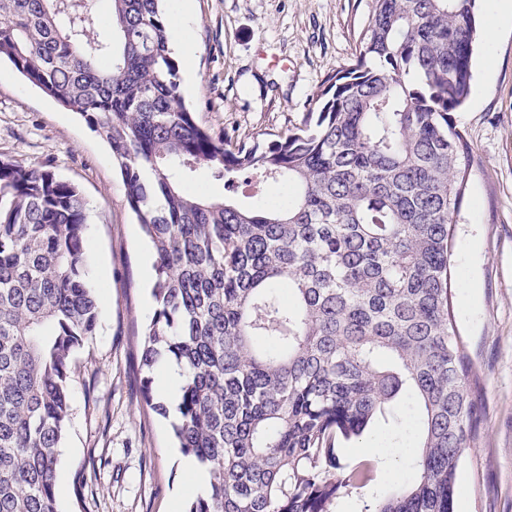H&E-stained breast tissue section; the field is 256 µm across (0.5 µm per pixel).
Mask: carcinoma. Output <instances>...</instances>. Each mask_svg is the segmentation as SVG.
<instances>
[{
	"label": "carcinoma",
	"instance_id": "1",
	"mask_svg": "<svg viewBox=\"0 0 512 512\" xmlns=\"http://www.w3.org/2000/svg\"><path fill=\"white\" fill-rule=\"evenodd\" d=\"M0 0V60L105 140L154 252L141 363L185 373L173 432L209 473L189 512H336L378 461L340 462L417 405L412 477L366 512H454L476 436L448 273L469 152L480 0H373L318 112L265 144L199 125L159 0ZM204 170L293 185L277 205L198 197ZM88 203L49 170L0 160V512H59L55 471L74 353L96 334ZM286 286L293 304L281 301Z\"/></svg>",
	"mask_w": 512,
	"mask_h": 512
}]
</instances>
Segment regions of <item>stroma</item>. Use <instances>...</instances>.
Listing matches in <instances>:
<instances>
[{
	"label": "stroma",
	"instance_id": "obj_1",
	"mask_svg": "<svg viewBox=\"0 0 512 512\" xmlns=\"http://www.w3.org/2000/svg\"><path fill=\"white\" fill-rule=\"evenodd\" d=\"M181 14L170 44L191 36L178 58L185 102L197 122L231 141H269L300 123L327 77L352 60L372 0H166ZM472 91L455 112L469 148V176L450 265L457 331L478 380L477 438L463 454L455 512H512V0H483ZM0 159L54 172L90 208L88 247L100 315L74 354L70 416L59 450L60 512H185L196 493L175 448L172 420L142 400L143 331L155 308L148 286L153 250L127 203L108 145L0 62ZM401 453L383 432L342 451L352 462L386 449L374 484L343 496L336 512L363 505L408 476L417 440L413 403L400 409ZM83 495L75 497V478Z\"/></svg>",
	"mask_w": 512,
	"mask_h": 512
}]
</instances>
